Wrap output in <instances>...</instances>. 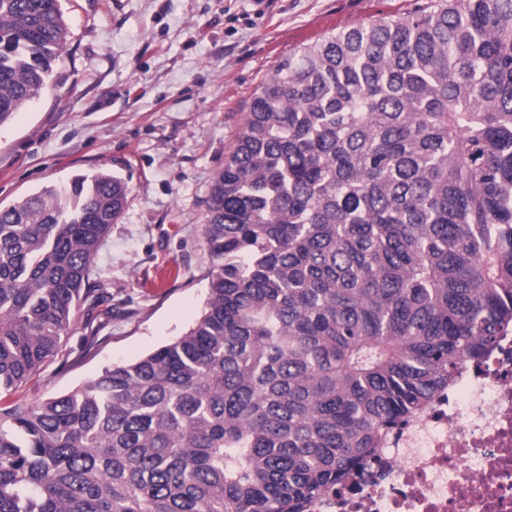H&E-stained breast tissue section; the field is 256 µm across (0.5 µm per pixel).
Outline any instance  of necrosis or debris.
<instances>
[{
  "label": "necrosis or debris",
  "mask_w": 512,
  "mask_h": 512,
  "mask_svg": "<svg viewBox=\"0 0 512 512\" xmlns=\"http://www.w3.org/2000/svg\"><path fill=\"white\" fill-rule=\"evenodd\" d=\"M374 473L307 512H512V333L390 436Z\"/></svg>",
  "instance_id": "1"
}]
</instances>
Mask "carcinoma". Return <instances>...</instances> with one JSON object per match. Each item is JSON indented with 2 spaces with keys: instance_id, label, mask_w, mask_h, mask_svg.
<instances>
[{
  "instance_id": "obj_1",
  "label": "carcinoma",
  "mask_w": 512,
  "mask_h": 512,
  "mask_svg": "<svg viewBox=\"0 0 512 512\" xmlns=\"http://www.w3.org/2000/svg\"><path fill=\"white\" fill-rule=\"evenodd\" d=\"M60 0H0V124L53 80ZM126 182L0 207V394L106 297ZM205 308L0 407V512H305L512 332V0H441L282 61L207 198Z\"/></svg>"
}]
</instances>
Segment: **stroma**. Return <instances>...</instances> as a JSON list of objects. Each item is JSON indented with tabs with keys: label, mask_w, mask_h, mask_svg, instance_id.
<instances>
[{
	"label": "stroma",
	"mask_w": 512,
	"mask_h": 512,
	"mask_svg": "<svg viewBox=\"0 0 512 512\" xmlns=\"http://www.w3.org/2000/svg\"><path fill=\"white\" fill-rule=\"evenodd\" d=\"M422 0H62L57 85L0 125V207L75 173L127 184L58 357L17 399L74 390L187 332L207 297L205 201L256 91L288 54ZM99 343L82 354L85 336Z\"/></svg>",
	"instance_id": "35a3bbf8"
}]
</instances>
